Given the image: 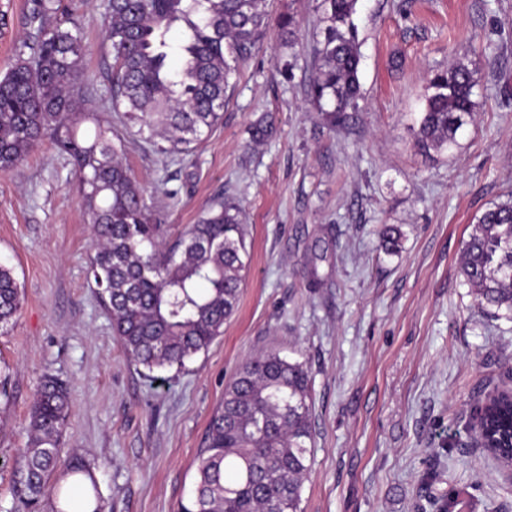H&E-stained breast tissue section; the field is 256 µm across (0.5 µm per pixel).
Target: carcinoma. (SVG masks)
<instances>
[{"label":"carcinoma","mask_w":512,"mask_h":512,"mask_svg":"<svg viewBox=\"0 0 512 512\" xmlns=\"http://www.w3.org/2000/svg\"><path fill=\"white\" fill-rule=\"evenodd\" d=\"M320 27L308 96L331 126L359 108L358 0H317ZM56 0H31L29 54L0 76V170L21 165L44 140L69 159L95 254L91 272L131 361L152 373L180 370L224 335L250 262L243 212L219 201L170 244L169 227L147 203V188L124 162L102 113L81 108L86 45L81 28L51 24ZM265 0H109L105 41L112 56L111 109L161 156L189 152L221 124L230 78L262 40ZM281 47L293 50L296 22L280 17ZM181 32L176 45L173 29ZM179 62H171L172 56ZM476 82L462 65L428 79L415 134L430 157L458 146L475 109ZM399 231L385 225L394 253ZM459 274L477 303L512 318V203L487 209L472 226ZM21 291L0 266V332L13 324ZM512 419V402L485 397L480 429ZM306 363L261 351L237 368L212 414L197 457V481L179 512H302L314 447ZM67 385L46 375L29 414L15 494L28 512H101L95 478L76 456L63 458Z\"/></svg>","instance_id":"obj_1"}]
</instances>
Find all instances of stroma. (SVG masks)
<instances>
[{"instance_id":"35a3bbf8","label":"stroma","mask_w":512,"mask_h":512,"mask_svg":"<svg viewBox=\"0 0 512 512\" xmlns=\"http://www.w3.org/2000/svg\"><path fill=\"white\" fill-rule=\"evenodd\" d=\"M293 13L294 58L270 26L230 80L223 121L170 160L113 114L125 162L174 228L213 202L244 209L252 243L224 334L182 370L151 380L112 333L89 272L90 229L70 164L50 140L0 170V265L22 306L0 334V512L14 495L37 384L70 388L62 453H78L103 512H178L227 381L245 358L301 353L315 432L303 512H512V480L470 422L487 393L512 387V319L479 308L458 273L489 207L512 200V0H359L358 112L329 127L307 96L313 0H266ZM106 0H61L55 23L85 34L82 96L108 94ZM29 0H0V74L29 40ZM463 62L477 81L458 147H414L426 74ZM291 63L290 76L276 64ZM272 115L274 131L250 127ZM174 189L175 197L164 195ZM404 233L398 253L382 225Z\"/></svg>"}]
</instances>
